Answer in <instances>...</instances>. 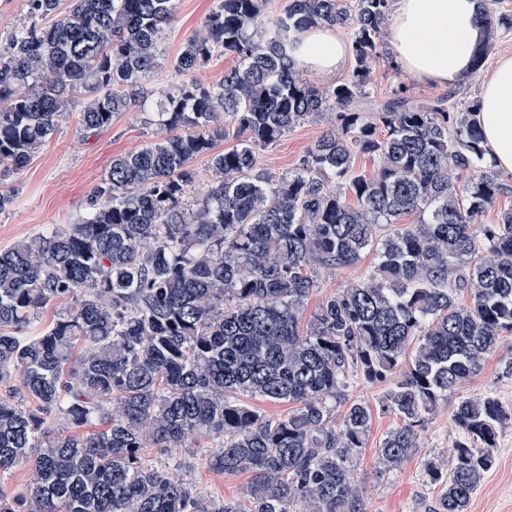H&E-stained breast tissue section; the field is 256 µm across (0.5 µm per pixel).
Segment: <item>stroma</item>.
<instances>
[{"label": "stroma", "instance_id": "35a3bbf8", "mask_svg": "<svg viewBox=\"0 0 512 512\" xmlns=\"http://www.w3.org/2000/svg\"><path fill=\"white\" fill-rule=\"evenodd\" d=\"M212 0H177L176 19L162 43L163 60L151 86L167 89L178 82L170 66L182 43L200 27ZM390 46H383L371 63L374 83L372 102H380L398 87H406L418 100L444 94V87L417 80L392 63ZM332 126L325 115L288 131L272 146L260 149V161L267 169L280 173L291 170L298 159ZM159 129L146 113L130 109L116 114L112 125L95 136L81 131L76 118L63 120L59 129L33 164L19 177L14 206L0 214V250L23 237L60 224H74L85 214L88 194L107 174L113 156L136 151L158 141ZM512 336L504 337L488 358L483 371L457 390L458 396L495 395L512 412ZM451 404H444L427 423L421 445L398 471L383 474L377 466L378 448L384 434L394 424L392 415L376 413L367 446L355 470V482L371 490L366 512H424L434 492L422 480V464L432 455H446L457 438L450 421ZM497 464L473 498L469 512H512V426L506 427L496 451ZM185 473L208 500L237 498L251 479L247 473H224L213 469L203 452L196 448L178 451Z\"/></svg>", "mask_w": 512, "mask_h": 512}]
</instances>
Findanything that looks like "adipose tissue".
<instances>
[{"instance_id":"adipose-tissue-1","label":"adipose tissue","mask_w":512,"mask_h":512,"mask_svg":"<svg viewBox=\"0 0 512 512\" xmlns=\"http://www.w3.org/2000/svg\"><path fill=\"white\" fill-rule=\"evenodd\" d=\"M395 59L413 77L442 86L465 80L483 40L481 0H396L388 31ZM344 42L327 27L311 28L294 52L297 68L332 78L347 65ZM489 160L512 172V57L486 79L476 114Z\"/></svg>"}]
</instances>
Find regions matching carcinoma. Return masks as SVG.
Listing matches in <instances>:
<instances>
[{
    "mask_svg": "<svg viewBox=\"0 0 512 512\" xmlns=\"http://www.w3.org/2000/svg\"><path fill=\"white\" fill-rule=\"evenodd\" d=\"M267 2L213 0L172 62L187 80L157 99L177 0H27L0 48V213L74 113L97 133L139 103L171 132L113 157L80 222L0 251V474L28 475L25 494L0 490V512H365L354 468L374 410L351 388L398 374L377 401L395 419L377 458L391 473L512 335V209L477 223L512 185L486 160L480 102L399 87L368 108L394 0H283L273 16ZM482 21L476 71L512 28L489 0ZM316 26L347 31L353 58L323 89L291 57ZM226 56L237 65L218 82L190 79ZM326 113L333 128L294 170L262 166L260 148ZM365 253L362 281L303 321L321 273ZM244 396L291 410L270 418ZM452 422L450 463L423 465L428 512H468L512 413L475 395ZM191 437L215 443L212 468L252 475L236 500L177 475L172 450Z\"/></svg>",
    "mask_w": 512,
    "mask_h": 512,
    "instance_id": "carcinoma-1",
    "label": "carcinoma"
}]
</instances>
